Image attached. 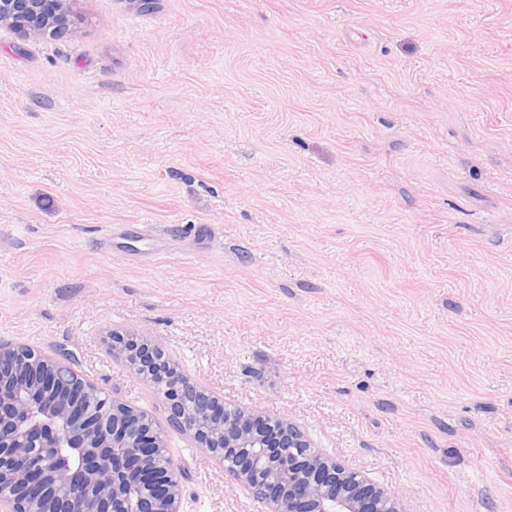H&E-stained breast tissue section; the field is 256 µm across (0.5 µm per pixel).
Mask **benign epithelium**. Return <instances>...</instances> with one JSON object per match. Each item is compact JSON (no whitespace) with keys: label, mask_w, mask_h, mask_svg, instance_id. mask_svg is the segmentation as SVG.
I'll return each mask as SVG.
<instances>
[{"label":"benign epithelium","mask_w":512,"mask_h":512,"mask_svg":"<svg viewBox=\"0 0 512 512\" xmlns=\"http://www.w3.org/2000/svg\"><path fill=\"white\" fill-rule=\"evenodd\" d=\"M74 0H0V28L69 29ZM112 350L164 387L169 425L267 512H407L401 497L314 448L286 417L224 405L159 348L112 330ZM69 365L0 342V512H182L167 431Z\"/></svg>","instance_id":"7a95c632"}]
</instances>
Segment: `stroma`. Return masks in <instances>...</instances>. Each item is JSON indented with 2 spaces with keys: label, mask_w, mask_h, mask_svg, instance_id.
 Masks as SVG:
<instances>
[{
  "label": "stroma",
  "mask_w": 512,
  "mask_h": 512,
  "mask_svg": "<svg viewBox=\"0 0 512 512\" xmlns=\"http://www.w3.org/2000/svg\"><path fill=\"white\" fill-rule=\"evenodd\" d=\"M74 12L0 28V341L162 424L135 331L408 512H512V0ZM169 440L184 512H263Z\"/></svg>",
  "instance_id": "35a3bbf8"
}]
</instances>
